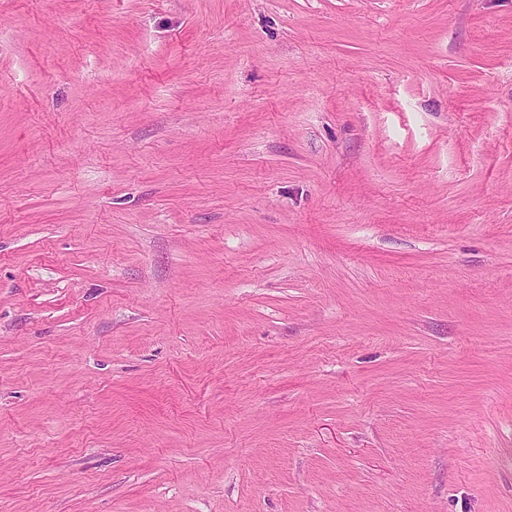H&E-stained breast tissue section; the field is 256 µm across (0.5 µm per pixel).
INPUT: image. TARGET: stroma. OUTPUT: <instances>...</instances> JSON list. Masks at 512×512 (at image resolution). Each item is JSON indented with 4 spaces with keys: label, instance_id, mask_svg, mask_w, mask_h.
I'll list each match as a JSON object with an SVG mask.
<instances>
[{
    "label": "stroma",
    "instance_id": "1",
    "mask_svg": "<svg viewBox=\"0 0 512 512\" xmlns=\"http://www.w3.org/2000/svg\"><path fill=\"white\" fill-rule=\"evenodd\" d=\"M0 512H512V0H0Z\"/></svg>",
    "mask_w": 512,
    "mask_h": 512
}]
</instances>
